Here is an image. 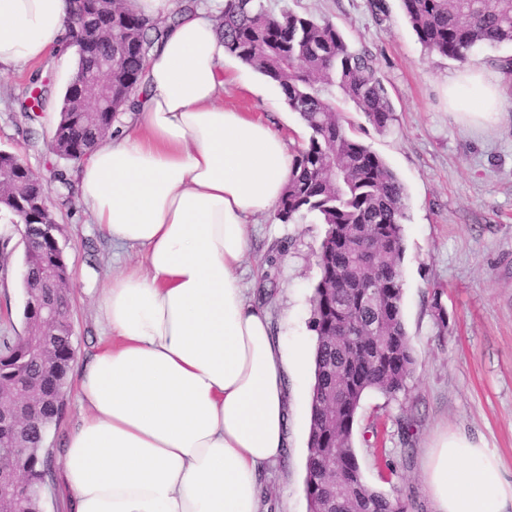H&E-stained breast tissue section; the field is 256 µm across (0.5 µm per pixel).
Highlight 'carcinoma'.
<instances>
[{"label":"carcinoma","instance_id":"obj_1","mask_svg":"<svg viewBox=\"0 0 512 512\" xmlns=\"http://www.w3.org/2000/svg\"><path fill=\"white\" fill-rule=\"evenodd\" d=\"M101 12L70 0L71 14L86 26L112 15V32L101 47L112 70L79 57L74 79L88 86L112 84V101L90 95L64 102L51 150L82 162L108 135L119 112L138 90L149 50L165 26L140 14L132 0H98ZM419 42L431 53L463 62L481 44L512 43V0H401ZM217 30L225 50L278 87L289 110L309 130L292 153V174L275 218L283 224L309 215L326 225L317 253L320 279L314 288L309 328L316 336L315 385L306 458L305 496L323 512H413V503L370 488L363 480L353 427L366 393L395 396L405 390L414 357L402 316L403 220L406 188L396 172L351 131L334 106L335 91L352 101L366 120L386 131L395 120L392 103L373 56L351 48L333 23L263 0H225ZM0 209L15 224L40 236V213L23 205L44 186L15 171V158L0 154ZM53 243L24 250L23 317L30 324L38 299L70 304L67 288L40 280L39 268ZM71 316L60 312L43 352L29 350L27 335L0 342V388L31 386L32 411L12 431L22 455L3 463L21 470L30 487L29 512H43L41 486L50 472L45 447L63 410L58 398L75 356Z\"/></svg>","mask_w":512,"mask_h":512}]
</instances>
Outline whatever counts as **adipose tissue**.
Masks as SVG:
<instances>
[{
    "mask_svg": "<svg viewBox=\"0 0 512 512\" xmlns=\"http://www.w3.org/2000/svg\"><path fill=\"white\" fill-rule=\"evenodd\" d=\"M224 0L183 14L150 50L125 126L76 172L80 203L114 247L140 261L109 275L98 317L109 337L77 374L82 412L56 467L68 512H260L265 468L288 446L284 349L237 270L249 219L269 216L292 154L264 119L224 107ZM67 0H0V73L45 59L66 35ZM499 114L496 76L451 78ZM436 512H512V480L481 443L452 437L428 455Z\"/></svg>",
    "mask_w": 512,
    "mask_h": 512,
    "instance_id": "adipose-tissue-1",
    "label": "adipose tissue"
}]
</instances>
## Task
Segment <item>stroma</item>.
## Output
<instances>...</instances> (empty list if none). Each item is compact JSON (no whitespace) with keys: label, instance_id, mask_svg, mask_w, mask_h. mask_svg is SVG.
<instances>
[{"label":"stroma","instance_id":"stroma-1","mask_svg":"<svg viewBox=\"0 0 512 512\" xmlns=\"http://www.w3.org/2000/svg\"><path fill=\"white\" fill-rule=\"evenodd\" d=\"M336 24L346 41L374 56L396 119L378 131L352 102L336 105L360 141L383 157L407 188L403 224L402 314L415 363L406 389L389 397L366 394L353 433L365 483L387 495L412 498L415 512H434L420 479L423 462L444 432L483 440L512 474V86L502 85L495 124L463 125L456 117L472 107L461 92L448 106L447 81L466 68L500 72L512 44L482 46L466 63L429 53L408 22L400 0H264ZM76 50L0 74V150L17 154L51 188L72 286V370H79L103 335L96 307L110 270L137 258L103 238L82 208L76 190L54 181L74 174L50 140L63 94L77 67ZM224 105L270 120L289 147L307 139L300 118L279 89L252 67L226 57ZM41 89L36 119L21 106ZM252 245L239 274L248 297L269 315L285 346L312 339L311 299L320 271L315 253L325 233L314 217L284 224L272 217L249 227ZM24 244L10 235L0 249V339L24 334L21 285ZM446 320H439V313ZM310 400L305 380L288 386V448L265 477L264 512H308L304 492Z\"/></svg>","mask_w":512,"mask_h":512}]
</instances>
